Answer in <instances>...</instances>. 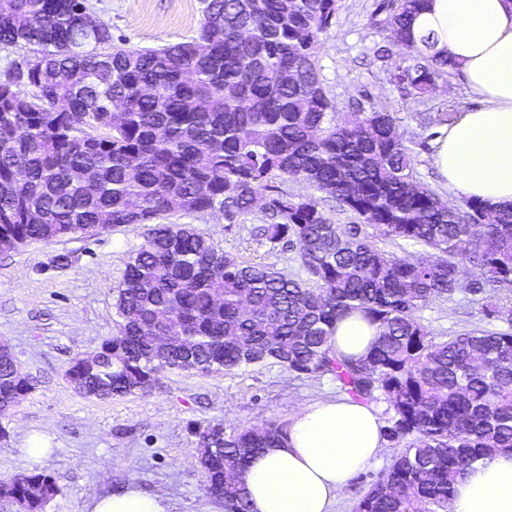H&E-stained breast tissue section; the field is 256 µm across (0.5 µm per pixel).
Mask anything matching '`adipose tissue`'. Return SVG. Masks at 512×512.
Instances as JSON below:
<instances>
[{
	"instance_id": "obj_1",
	"label": "adipose tissue",
	"mask_w": 512,
	"mask_h": 512,
	"mask_svg": "<svg viewBox=\"0 0 512 512\" xmlns=\"http://www.w3.org/2000/svg\"><path fill=\"white\" fill-rule=\"evenodd\" d=\"M414 36H433L435 52L456 63L481 105L463 112L438 138L432 159L450 193L512 205V0H424ZM379 329L353 313L336 323V353L365 357ZM377 410L345 397L291 416L279 442L259 449L244 473L251 512H332L352 479L384 449ZM89 512H167L161 496L129 488L91 501ZM448 512H512V452L470 469L455 485Z\"/></svg>"
}]
</instances>
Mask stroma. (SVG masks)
I'll use <instances>...</instances> for the list:
<instances>
[{
    "mask_svg": "<svg viewBox=\"0 0 512 512\" xmlns=\"http://www.w3.org/2000/svg\"><path fill=\"white\" fill-rule=\"evenodd\" d=\"M379 0H338L336 24L324 41L319 65L340 119H351L352 102L393 113L409 144L417 176L440 195L448 188L432 164L436 141L416 120L420 112L460 115L475 105L460 76L438 82L424 98L391 83L393 60L375 51L390 46L388 31L372 26ZM90 14L110 28L115 45L162 47L196 37L204 0H89ZM258 213L238 223L219 212L175 213L173 224H189L216 245L247 259L300 273L297 247L274 248L248 230ZM143 226L122 225L91 237L33 243L0 251V341L12 348L33 388L0 425L10 432L0 443V480L44 472L59 490L43 512H85L90 501L135 487L162 496L169 512H224L205 490L198 464L196 431L220 423L225 433L284 424L304 406L342 397L336 380L296 377L279 366L200 375L165 374L151 394L102 401L83 397L65 376L70 360L90 354L115 334L114 303L130 252L143 241ZM431 338L442 341L476 326L498 328L466 291L448 302L433 301L418 313ZM47 447L38 460L26 449L33 440Z\"/></svg>",
    "mask_w": 512,
    "mask_h": 512,
    "instance_id": "obj_1",
    "label": "stroma"
}]
</instances>
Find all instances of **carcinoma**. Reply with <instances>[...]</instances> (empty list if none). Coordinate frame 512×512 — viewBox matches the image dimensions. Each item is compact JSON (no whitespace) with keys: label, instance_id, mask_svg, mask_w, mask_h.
Instances as JSON below:
<instances>
[{"label":"carcinoma","instance_id":"cac0c4a2","mask_svg":"<svg viewBox=\"0 0 512 512\" xmlns=\"http://www.w3.org/2000/svg\"><path fill=\"white\" fill-rule=\"evenodd\" d=\"M197 38L159 48L112 45L86 21L88 0H0V47L22 51L0 76V239L14 247L147 226L130 252L114 308L117 331L101 362L73 357L67 377L98 400L149 394L164 374L208 375L274 364L330 375L356 401L385 397L395 448L356 512H448L453 487L475 463L512 450V330L475 327L436 342L417 319L452 299L462 267L470 292L512 288V207L478 199L450 206L414 174L390 112L337 117L318 53L337 0H205ZM422 0H388L378 21L402 61L390 80L424 94L457 73L415 39ZM300 179L354 215L337 224L313 199L278 183ZM264 199L253 238L293 237L302 275L288 277L216 246L177 213L220 211L229 224ZM419 247L408 258L374 237ZM360 311L379 335L364 358L330 347L336 321ZM512 327V306L486 304ZM182 337L165 350L143 324ZM0 361V412L27 394ZM269 422L225 435L198 430L206 490L224 512H250L240 478L253 451L280 436ZM22 512H43L57 491L44 473L0 481Z\"/></svg>","mask_w":512,"mask_h":512}]
</instances>
